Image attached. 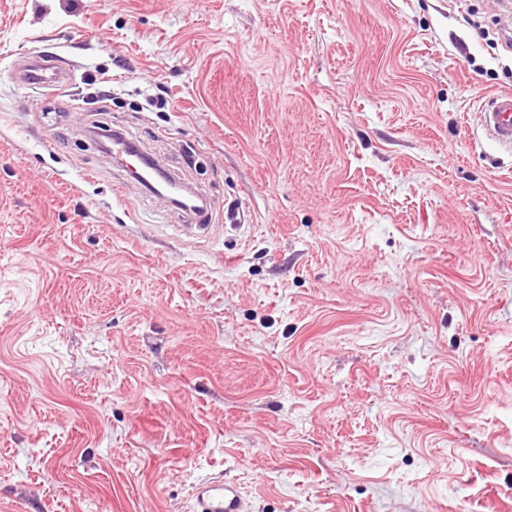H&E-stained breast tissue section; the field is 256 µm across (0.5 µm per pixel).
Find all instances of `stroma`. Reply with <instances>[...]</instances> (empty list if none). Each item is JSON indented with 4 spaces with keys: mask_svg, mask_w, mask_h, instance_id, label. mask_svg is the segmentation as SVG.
I'll list each match as a JSON object with an SVG mask.
<instances>
[{
    "mask_svg": "<svg viewBox=\"0 0 512 512\" xmlns=\"http://www.w3.org/2000/svg\"><path fill=\"white\" fill-rule=\"evenodd\" d=\"M500 13L0 0V512H512ZM484 129L491 139L512 147V92L488 99L484 112ZM193 512H250L237 482L230 478H208L195 485Z\"/></svg>",
    "mask_w": 512,
    "mask_h": 512,
    "instance_id": "35a3bbf8",
    "label": "stroma"
}]
</instances>
